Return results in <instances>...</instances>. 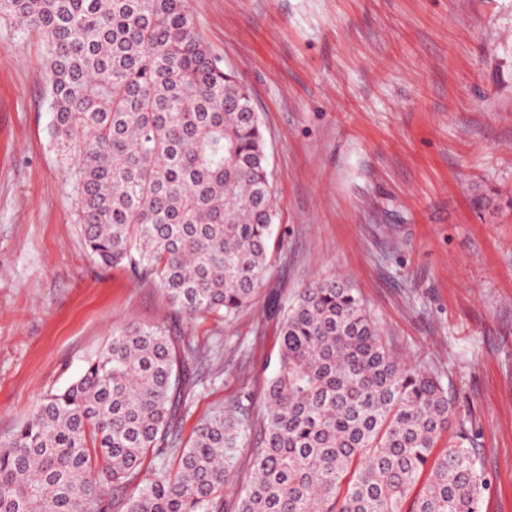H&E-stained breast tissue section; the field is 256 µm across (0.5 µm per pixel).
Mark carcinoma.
<instances>
[{
    "label": "carcinoma",
    "instance_id": "obj_1",
    "mask_svg": "<svg viewBox=\"0 0 512 512\" xmlns=\"http://www.w3.org/2000/svg\"><path fill=\"white\" fill-rule=\"evenodd\" d=\"M3 17L44 38L53 146L94 257L153 279L180 315L247 306L275 219L266 143L188 0H0ZM279 335L237 512H480L488 481L469 431L435 452L448 385L392 354L347 280L303 288ZM205 358L174 328L116 330L0 438V512H223L254 422L239 399L179 446L190 365ZM148 459L153 479L118 496Z\"/></svg>",
    "mask_w": 512,
    "mask_h": 512
}]
</instances>
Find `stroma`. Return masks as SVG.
I'll return each instance as SVG.
<instances>
[{"instance_id": "1", "label": "stroma", "mask_w": 512, "mask_h": 512, "mask_svg": "<svg viewBox=\"0 0 512 512\" xmlns=\"http://www.w3.org/2000/svg\"><path fill=\"white\" fill-rule=\"evenodd\" d=\"M259 112L277 216L270 263L231 322L182 319L194 366L182 440L242 394L255 416L283 310L340 276L403 361L442 375L512 512V0H189ZM44 44L0 22V436L116 329L169 325L156 283L105 269L52 147Z\"/></svg>"}]
</instances>
